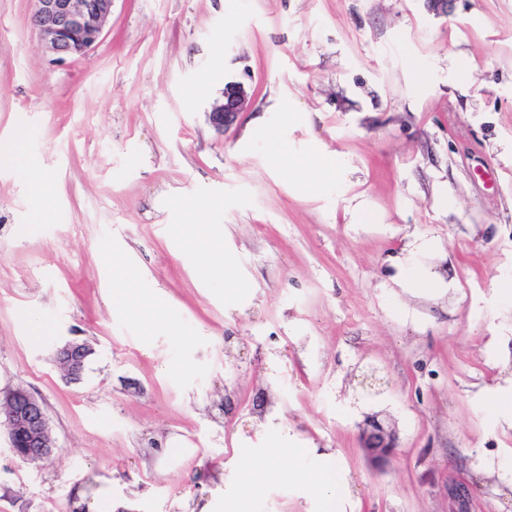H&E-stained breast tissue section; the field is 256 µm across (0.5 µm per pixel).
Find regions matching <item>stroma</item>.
<instances>
[{"label":"stroma","mask_w":512,"mask_h":512,"mask_svg":"<svg viewBox=\"0 0 512 512\" xmlns=\"http://www.w3.org/2000/svg\"><path fill=\"white\" fill-rule=\"evenodd\" d=\"M32 8L0 0V395L57 449L0 425V512H512V0H114L62 62ZM248 92L244 83L228 82L223 91L222 99L216 100L208 112L211 125L219 132L231 126L242 112ZM20 170L21 173L30 180L34 196L40 203L50 197L52 187L49 180L40 176L33 164H23ZM89 354L88 346L78 342L68 343L58 350V360L65 369L64 373L67 379L77 381L81 378ZM10 447L24 462H47L55 454L48 418L42 403L25 390L17 389L0 398ZM359 443L368 461L382 468L389 464L397 448L395 428L388 420L371 416L360 429Z\"/></svg>","instance_id":"35a3bbf8"}]
</instances>
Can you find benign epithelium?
<instances>
[{
	"label": "benign epithelium",
	"instance_id": "obj_1",
	"mask_svg": "<svg viewBox=\"0 0 512 512\" xmlns=\"http://www.w3.org/2000/svg\"><path fill=\"white\" fill-rule=\"evenodd\" d=\"M31 24L45 52L61 62L95 48L112 16L113 0H32ZM248 92L244 83L231 81L222 99L208 112L211 125L219 132L231 126L243 110ZM90 349L71 342L57 356L71 381L81 378ZM0 416L8 430L10 447L24 462H47L55 454L48 418L42 403L25 390L17 389L0 398ZM359 443L368 461L376 468L389 464L394 454L396 431L387 420L372 416L359 433Z\"/></svg>",
	"mask_w": 512,
	"mask_h": 512
}]
</instances>
